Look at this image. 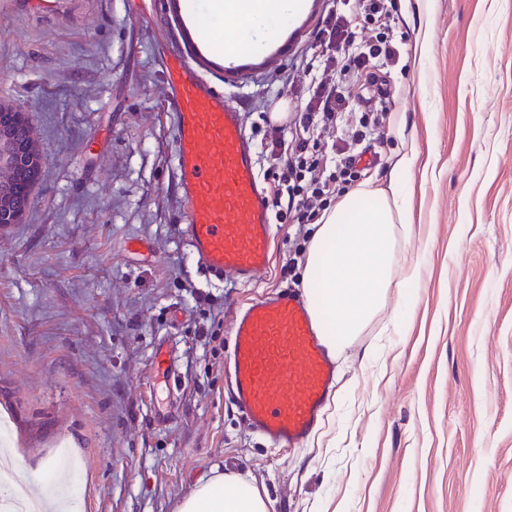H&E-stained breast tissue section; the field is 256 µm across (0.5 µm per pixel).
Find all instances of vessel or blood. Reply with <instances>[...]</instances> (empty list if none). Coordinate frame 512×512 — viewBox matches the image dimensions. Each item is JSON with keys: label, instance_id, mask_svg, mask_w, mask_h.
I'll return each instance as SVG.
<instances>
[{"label": "vessel or blood", "instance_id": "b4317fda", "mask_svg": "<svg viewBox=\"0 0 512 512\" xmlns=\"http://www.w3.org/2000/svg\"><path fill=\"white\" fill-rule=\"evenodd\" d=\"M161 62L191 251L208 279L253 281L269 264L273 231L239 109L188 53L170 50ZM232 334L231 393L252 429L283 446L306 439L336 381L306 301L288 290L266 296L236 315Z\"/></svg>", "mask_w": 512, "mask_h": 512}]
</instances>
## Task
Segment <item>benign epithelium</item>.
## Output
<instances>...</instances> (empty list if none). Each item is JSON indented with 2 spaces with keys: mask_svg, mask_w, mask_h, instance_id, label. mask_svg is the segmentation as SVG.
<instances>
[{
  "mask_svg": "<svg viewBox=\"0 0 512 512\" xmlns=\"http://www.w3.org/2000/svg\"><path fill=\"white\" fill-rule=\"evenodd\" d=\"M23 113L0 102V225L18 224L42 157Z\"/></svg>",
  "mask_w": 512,
  "mask_h": 512,
  "instance_id": "benign-epithelium-1",
  "label": "benign epithelium"
}]
</instances>
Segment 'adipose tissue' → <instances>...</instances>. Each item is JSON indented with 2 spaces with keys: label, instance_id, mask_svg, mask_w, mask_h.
Instances as JSON below:
<instances>
[{
  "label": "adipose tissue",
  "instance_id": "1",
  "mask_svg": "<svg viewBox=\"0 0 512 512\" xmlns=\"http://www.w3.org/2000/svg\"><path fill=\"white\" fill-rule=\"evenodd\" d=\"M299 0H184L203 51L223 56L225 42L257 51L263 40L288 28ZM411 221L409 208H391L387 197L347 194L315 225L302 286L329 351L358 336L383 306L394 281L391 268L399 237ZM270 500L251 481L220 474L185 496L178 512H269Z\"/></svg>",
  "mask_w": 512,
  "mask_h": 512
}]
</instances>
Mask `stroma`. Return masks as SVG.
Listing matches in <instances>:
<instances>
[{"instance_id": "stroma-1", "label": "stroma", "mask_w": 512, "mask_h": 512, "mask_svg": "<svg viewBox=\"0 0 512 512\" xmlns=\"http://www.w3.org/2000/svg\"><path fill=\"white\" fill-rule=\"evenodd\" d=\"M300 2L238 71L198 57L246 129L301 110L322 17L361 8ZM384 4L394 54L350 98L383 128L357 145L373 162L353 188L404 185L390 204L412 210L396 264L420 263L415 304L395 325L389 288L337 355L320 426L285 448L249 427L225 368L234 312L300 289L313 228L274 225L255 281L197 271L159 58L190 45L181 0H0V102L43 157L22 222L0 227V417L31 484L51 458L74 466L81 512H176L228 471L271 512H512V0ZM133 237L149 250L127 253Z\"/></svg>"}]
</instances>
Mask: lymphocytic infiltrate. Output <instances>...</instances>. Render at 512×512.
Returning a JSON list of instances; mask_svg holds the SVG:
<instances>
[{
  "label": "lymphocytic infiltrate",
  "mask_w": 512,
  "mask_h": 512,
  "mask_svg": "<svg viewBox=\"0 0 512 512\" xmlns=\"http://www.w3.org/2000/svg\"><path fill=\"white\" fill-rule=\"evenodd\" d=\"M361 6L362 16L333 9L321 22L316 44L323 60L317 66L312 93L298 115L302 137L287 143L283 127L271 124L262 134L260 146L268 161L264 179L275 185L272 207L277 223H316L321 212L328 209L331 196L345 191L361 177L350 157L331 175H324L318 151L321 132L349 118V97L344 85L382 52L381 45L370 46L364 52L356 43L359 29L377 23L381 0H361Z\"/></svg>",
  "instance_id": "obj_1"
}]
</instances>
